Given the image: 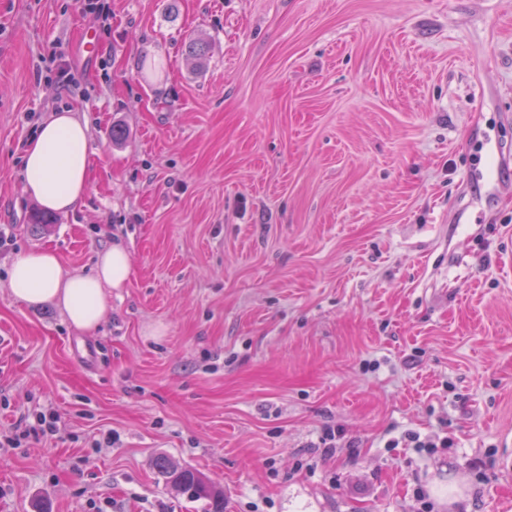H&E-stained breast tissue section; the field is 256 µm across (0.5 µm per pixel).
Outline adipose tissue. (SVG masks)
Segmentation results:
<instances>
[{
    "label": "adipose tissue",
    "instance_id": "1",
    "mask_svg": "<svg viewBox=\"0 0 512 512\" xmlns=\"http://www.w3.org/2000/svg\"><path fill=\"white\" fill-rule=\"evenodd\" d=\"M88 142V126L76 109L52 114L24 149L26 195L51 211L77 208L90 186ZM130 277V256L119 244L98 252L92 271L84 275L67 271L53 251L33 250L14 259L8 286L15 299L28 305L55 304L74 328L90 332L105 315L110 291L125 287Z\"/></svg>",
    "mask_w": 512,
    "mask_h": 512
}]
</instances>
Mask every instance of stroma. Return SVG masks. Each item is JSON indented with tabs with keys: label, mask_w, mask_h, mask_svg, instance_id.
Instances as JSON below:
<instances>
[{
	"label": "stroma",
	"mask_w": 512,
	"mask_h": 512,
	"mask_svg": "<svg viewBox=\"0 0 512 512\" xmlns=\"http://www.w3.org/2000/svg\"><path fill=\"white\" fill-rule=\"evenodd\" d=\"M96 2L0 0V512H204L160 455L224 512H512V0ZM67 105L95 166L44 229L22 154ZM115 242L95 331L9 293ZM155 467L178 493L191 500H203L205 512H224V493L194 469L182 466L168 457L156 459Z\"/></svg>",
	"instance_id": "stroma-1"
}]
</instances>
